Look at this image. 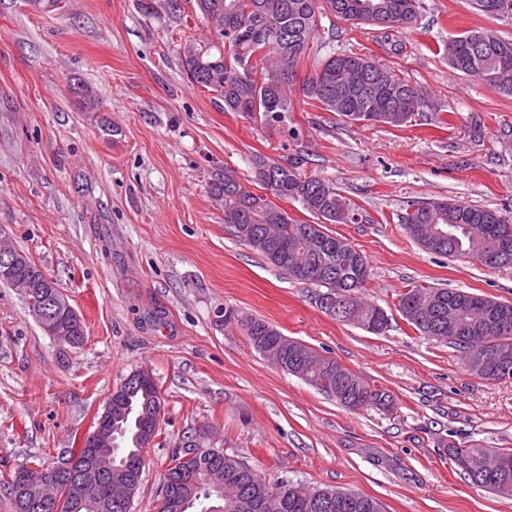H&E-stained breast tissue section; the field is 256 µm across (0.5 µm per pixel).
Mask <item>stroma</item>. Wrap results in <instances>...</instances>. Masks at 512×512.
I'll use <instances>...</instances> for the list:
<instances>
[{
  "label": "stroma",
  "mask_w": 512,
  "mask_h": 512,
  "mask_svg": "<svg viewBox=\"0 0 512 512\" xmlns=\"http://www.w3.org/2000/svg\"><path fill=\"white\" fill-rule=\"evenodd\" d=\"M139 0H66L45 11L0 0V233L54 278L86 325L55 342L22 295L0 283V472L57 460L133 371L155 377L160 433L144 452L132 512H157L162 475L184 433L247 458L270 480L379 499L385 512H512L471 485L442 445L512 450V380L468 372L453 344L420 334L400 294L432 285L512 302V267L423 250L398 216L448 198L512 213V97L454 72L445 43L471 29L512 39V18L472 0H424L389 32L322 17L312 48L395 70L426 105L394 128L348 123L291 93L292 108L228 112L188 82L183 41ZM99 95L78 109L68 86ZM298 158L364 214L328 233L362 252L367 303L389 317L372 334L322 313L312 286L244 246L209 195L231 173L253 192L254 159ZM263 318L394 396L353 411L255 351L237 323Z\"/></svg>",
  "instance_id": "stroma-1"
}]
</instances>
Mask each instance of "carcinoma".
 I'll use <instances>...</instances> for the list:
<instances>
[{
	"label": "carcinoma",
	"mask_w": 512,
	"mask_h": 512,
	"mask_svg": "<svg viewBox=\"0 0 512 512\" xmlns=\"http://www.w3.org/2000/svg\"><path fill=\"white\" fill-rule=\"evenodd\" d=\"M423 9V0H194V11L210 24L215 39L185 44L182 67L188 81L224 102V111L245 115L260 108L279 119L289 111L288 90L297 78L298 64L311 53V40L319 16L329 12L356 25L380 27L398 18L412 27ZM450 68L476 77L500 93L512 96V40L483 30H468L445 46ZM304 97L345 121H378L401 127L419 108L413 99L420 90L373 59L353 53L329 54L313 62V72L301 85ZM75 104L91 109L98 93L88 84L71 87ZM256 177L268 195L249 191L226 175L210 184L211 197L224 205V223L244 245L264 256L291 279L316 288L314 299L339 295L345 308L336 316L369 333L380 334L388 326L386 312L361 300L368 278L363 253L327 231V224H355L360 207L342 194L336 184L304 177L298 163L284 166L262 156L255 159ZM295 201L316 222L292 217L273 202ZM400 221L417 244L430 253L447 257L468 255L478 261L496 256L495 268L512 266V216L500 211L461 204L447 199L419 201L400 214ZM446 224L454 237L433 245L430 229ZM17 260V279L35 274L38 265L26 253L8 247ZM399 312L421 334L438 338L452 336V343L466 350L464 366L487 381L500 376L486 372L475 361L492 350L512 358V327L497 329L502 313L512 318V303L461 291L414 285L399 295ZM240 326L250 345L276 362L304 355L298 366L284 371L327 393L351 410L395 409L394 397L376 389L357 372L333 358L317 354L311 347L284 336L268 321L241 316ZM162 400L151 383V375L140 370L130 374L112 399L115 413L112 458L117 469L112 478L122 479L135 495L142 468L124 471L121 462L137 459L144 447L159 434ZM448 458L470 483L501 497H512V451H495L506 467L487 468L483 449L472 443L446 445ZM242 456L222 453L214 458L186 448L172 456L163 481L174 482L179 493L160 504L159 512H210L220 485L232 493L224 500V512H383L380 502L367 495L333 488H310L290 481H271L258 468L241 471ZM45 466L47 485L56 492L58 512H75L76 479L61 478ZM16 472L0 478V488L10 497L14 512H39L33 505L37 493L17 490Z\"/></svg>",
	"instance_id": "cac0c4a2"
}]
</instances>
